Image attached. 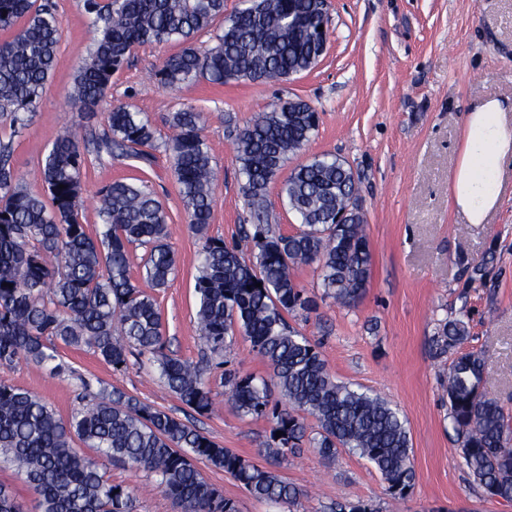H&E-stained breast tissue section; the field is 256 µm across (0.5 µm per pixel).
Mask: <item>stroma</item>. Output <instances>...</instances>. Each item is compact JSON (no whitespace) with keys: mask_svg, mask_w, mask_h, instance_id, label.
Listing matches in <instances>:
<instances>
[{"mask_svg":"<svg viewBox=\"0 0 512 512\" xmlns=\"http://www.w3.org/2000/svg\"><path fill=\"white\" fill-rule=\"evenodd\" d=\"M52 2L63 26L54 74L19 137L0 125V138L13 141L15 169L33 193L44 187L30 175L61 128L101 132L108 109L127 105L147 116L160 144L174 133L173 113L189 104L207 117L203 135L218 172L208 233L236 239L247 213L234 130L281 99L298 97L318 111L317 134L288 165L330 153L358 174L373 266L364 296L350 306L324 297L315 265L295 268L296 281L316 305L289 322L318 343L337 381L362 386L399 409L411 438L414 487L395 509L380 474L358 456L343 452L329 462L305 447L275 462L264 451L268 420L242 417L217 370L209 376L213 406L204 414L169 392L145 357L116 371L89 349L64 347L69 372L53 375L20 359L0 367V380L37 394L64 418L79 405L81 379L125 391L246 459L277 468L299 489V512H329L336 499L368 501L381 512H512V503L485 497L467 472L443 389L452 355L435 343L442 322L468 320L469 345L488 360L483 392L512 414V165L504 174L503 202L486 223H468L448 205L465 113L495 98L512 118V0H330L329 43L318 64L264 86L201 80L165 89L155 85L154 73L179 44L141 47L113 76L102 109L92 116L66 99L93 44L89 16L83 0ZM153 155L149 164L89 161L83 211L96 226L95 192L119 179L143 180L162 201L178 265L168 285L151 294L165 353L196 362L202 347L194 292L200 241L186 222L170 156L160 148ZM107 475L132 490L136 512H182L143 472L111 464Z\"/></svg>","mask_w":512,"mask_h":512,"instance_id":"35a3bbf8","label":"stroma"}]
</instances>
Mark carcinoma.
Segmentation results:
<instances>
[{
    "instance_id": "carcinoma-1",
    "label": "carcinoma",
    "mask_w": 512,
    "mask_h": 512,
    "mask_svg": "<svg viewBox=\"0 0 512 512\" xmlns=\"http://www.w3.org/2000/svg\"><path fill=\"white\" fill-rule=\"evenodd\" d=\"M96 31L93 47L68 92L71 102L93 112L135 49L183 44L155 72L157 84L177 87L204 79L266 84L309 71L322 18L318 0H241L224 15V0H83ZM224 19L215 45L194 39ZM0 114L13 133L28 126L57 61L62 20L51 4L0 0ZM318 112H296L279 101L235 134L239 174L250 225H241L249 248L208 235L215 173L202 135L203 113L187 105L174 113L176 133L162 144L142 113L115 107L107 126L88 140L59 135L34 177L48 197L23 186L12 141H0V365L22 357L36 367L63 372L57 343L86 347L116 371L134 354L149 353L159 379L183 404L211 410L206 369L162 352L161 314L155 299L132 279L130 246L147 249L142 278L164 288L177 260L167 238L168 214L143 184L116 180L96 192L100 228L83 222L82 173L92 155L137 158L146 164L163 148L174 166L190 229L199 237V337L221 354L236 336L270 370L269 377L224 373L231 399L243 416L271 425L269 454L282 460L307 443L333 462L339 451L357 455L381 474L388 496L408 495L414 469L406 420L381 397L330 373L316 344L288 323V315L312 300L293 277L317 264L323 296L340 304L365 293L372 252L352 168L332 154L316 155L282 175L291 156L318 130ZM281 179L280 195L299 228L282 234L268 222L267 189ZM65 188H59V185ZM468 322L449 319L435 337L455 356L445 391L448 418L469 476L489 498L512 503V429L508 415L481 387L488 374L480 350L463 349ZM82 403L64 420L37 394L0 380V460L12 466L39 496L37 512H134L133 491L106 476L105 463L143 471L182 512H239L237 502L203 476L205 462L230 474L253 498L291 509L299 491L278 471L225 448L188 422L119 389L93 390L81 380ZM280 398L271 400L270 386ZM318 423L307 433L305 416ZM281 437H276V432ZM79 440L95 450L73 447Z\"/></svg>"
}]
</instances>
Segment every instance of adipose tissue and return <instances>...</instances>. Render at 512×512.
<instances>
[{"mask_svg":"<svg viewBox=\"0 0 512 512\" xmlns=\"http://www.w3.org/2000/svg\"><path fill=\"white\" fill-rule=\"evenodd\" d=\"M512 158V125L500 101L466 112L448 203L472 224L486 223L501 201L504 166Z\"/></svg>","mask_w":512,"mask_h":512,"instance_id":"obj_1","label":"adipose tissue"}]
</instances>
